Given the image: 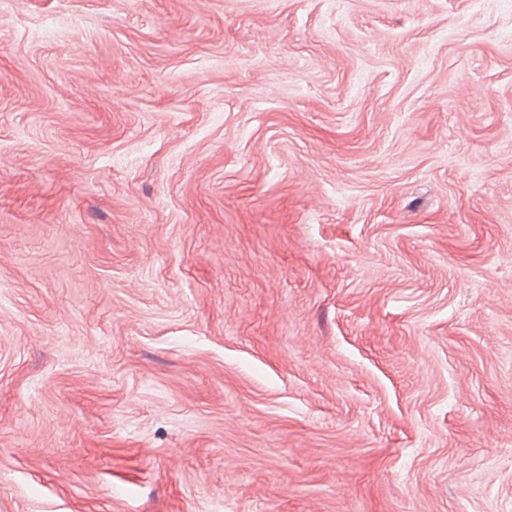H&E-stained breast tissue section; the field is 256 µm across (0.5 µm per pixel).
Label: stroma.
Segmentation results:
<instances>
[{
  "mask_svg": "<svg viewBox=\"0 0 512 512\" xmlns=\"http://www.w3.org/2000/svg\"><path fill=\"white\" fill-rule=\"evenodd\" d=\"M0 512H512V0H0Z\"/></svg>",
  "mask_w": 512,
  "mask_h": 512,
  "instance_id": "stroma-1",
  "label": "stroma"
}]
</instances>
